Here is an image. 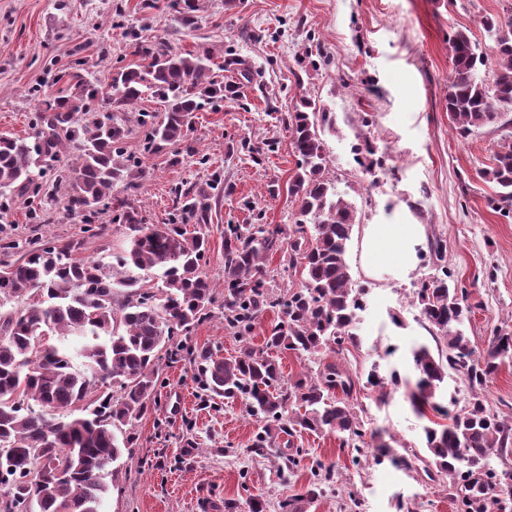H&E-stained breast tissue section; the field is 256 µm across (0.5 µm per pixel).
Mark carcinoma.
<instances>
[{
    "mask_svg": "<svg viewBox=\"0 0 512 512\" xmlns=\"http://www.w3.org/2000/svg\"><path fill=\"white\" fill-rule=\"evenodd\" d=\"M483 26L494 41L490 56L466 30L449 39L446 109L462 138L512 112V15L487 17ZM133 48L140 62L117 61L101 76L76 62L59 77L67 93L42 95L27 135L0 134V198L27 201L40 224L54 202L86 224L113 208L112 223L124 225L128 241L106 260L77 258L80 242H43L33 232L0 243L3 254H19L0 262V512H100L109 465L136 445L125 426L155 402L162 354H175L174 338L190 334L215 303L216 283L203 261L211 201L228 191L224 176L216 169L203 182L180 183L168 223L152 224L136 200L145 177L142 158L126 150L134 130L147 153L179 145L196 112L235 98V85L224 81L225 64L208 50L177 52L161 37L138 36ZM491 63L488 84L479 71ZM148 97L164 111H128ZM331 124L330 112L308 98L290 116L297 157L288 184L297 204L291 223L224 227V320L244 339L264 311L278 310L265 347L230 358L201 350L194 361L205 390L240 396L264 419L252 453L263 454L284 432L327 431L381 463L386 455L368 449L354 405L333 399L338 389L351 394L349 374L332 363L314 381L284 385L269 356L272 349L313 355L360 344L354 329L366 289L356 286L347 259L356 207L326 176L323 136ZM482 177L496 185L493 207L511 216L512 134L498 142ZM117 186L127 196L113 197ZM276 253L302 278L283 294L268 285L267 261ZM414 294L436 349H412L418 378L411 403L420 416L429 407L444 420L423 427L425 450L448 475L456 512H506L512 497L503 496L501 485L512 466L499 469L493 459L512 458V420L493 410L483 388L512 359V333L475 350L464 331L466 293L448 283L446 267L422 280ZM41 336L56 340L38 349ZM450 370L471 391L456 410L439 401ZM399 379L374 366L366 385L384 397ZM97 380L110 388L92 399ZM330 486L326 473L280 502V512H304Z\"/></svg>",
    "mask_w": 512,
    "mask_h": 512,
    "instance_id": "carcinoma-1",
    "label": "carcinoma"
}]
</instances>
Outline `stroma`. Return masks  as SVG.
Listing matches in <instances>:
<instances>
[{"instance_id": "stroma-1", "label": "stroma", "mask_w": 512, "mask_h": 512, "mask_svg": "<svg viewBox=\"0 0 512 512\" xmlns=\"http://www.w3.org/2000/svg\"><path fill=\"white\" fill-rule=\"evenodd\" d=\"M512 0H195L196 23L185 27L167 0H0V133L26 135L34 121L36 91H58L57 75L74 61L107 72L117 59L136 63L132 34L159 36L178 51L206 48L218 58L236 59L248 77L227 73L237 83L236 99L205 105L197 113L186 152L167 148L146 160L138 197L152 223H166L171 189L202 181L206 173L193 153L208 155L223 168L231 193L212 207L209 250L203 268L224 277V227L228 224L287 223L295 205L288 180L297 158L288 117L301 98L323 104L334 118L324 135L329 177L357 208V230L348 260L357 284L368 288V306L356 325L360 346L317 356L276 352L284 381L313 378L321 363H334L355 376L371 367L398 371L401 385L381 400L369 388L351 400L375 443L391 446L408 466L353 462L350 448L328 432L279 435L276 455L250 453L263 422L250 415L242 398L207 397L193 352L210 349L238 355L244 345L261 347L277 323L276 310L257 320L249 341L224 323V303L185 339L178 356L158 367V396L151 410L132 424L135 448L112 464L111 491L102 512H224L225 501L249 512L260 497L266 512L301 494L317 466L332 467L337 493L320 498L308 512H454L448 479L433 471L425 451L424 418L413 410L409 392L417 379L410 352L432 344L424 322L410 311L419 282L447 269L464 286L473 314L465 332L476 350L492 336L512 332V218L496 213L492 183L480 172L512 122L459 137L444 108L454 30H470L482 49L492 40L482 20L505 15ZM370 141L373 154L356 157ZM263 148L253 162L251 148ZM277 195H270V186ZM390 218L418 224L424 236H438L442 259L421 249L420 261L403 280L377 283L360 265L361 227ZM111 224L108 241L82 234L80 219L56 211L40 225L46 241L82 240L80 257L127 245L122 226ZM297 454L293 469L281 457Z\"/></svg>"}]
</instances>
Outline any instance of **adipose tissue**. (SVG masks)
<instances>
[{"mask_svg":"<svg viewBox=\"0 0 512 512\" xmlns=\"http://www.w3.org/2000/svg\"><path fill=\"white\" fill-rule=\"evenodd\" d=\"M423 243L422 227L418 224L366 225L360 243V261L365 275L377 281L386 272L399 279L407 277L419 262Z\"/></svg>","mask_w":512,"mask_h":512,"instance_id":"adipose-tissue-1","label":"adipose tissue"}]
</instances>
